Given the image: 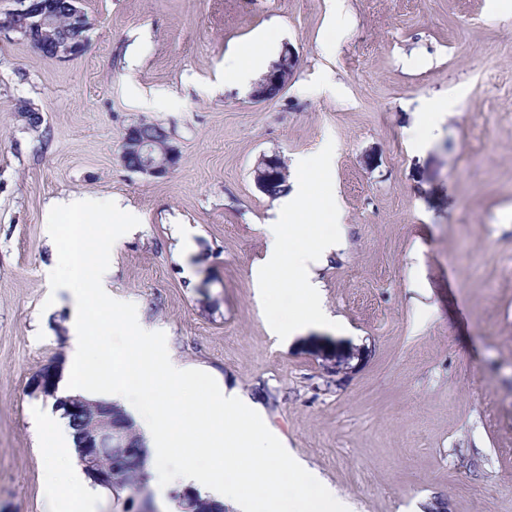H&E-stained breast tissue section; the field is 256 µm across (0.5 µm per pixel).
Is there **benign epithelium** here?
<instances>
[{
  "instance_id": "obj_1",
  "label": "benign epithelium",
  "mask_w": 512,
  "mask_h": 512,
  "mask_svg": "<svg viewBox=\"0 0 512 512\" xmlns=\"http://www.w3.org/2000/svg\"><path fill=\"white\" fill-rule=\"evenodd\" d=\"M19 7L11 10L6 18L0 19V30H7L23 36L37 52L56 60H66L81 55L87 45L86 37L67 39L50 47V39L56 28L66 25L77 30L87 31L90 22L81 8L82 0H16ZM295 66V54L291 47L281 51L278 60L269 71L255 83L251 97L256 102L269 101V88L287 86ZM121 158L123 163L136 159L134 171L152 177H162L180 162L178 147L170 140L155 144L140 137L137 127L128 128L122 140ZM278 157L265 156L254 170V181L258 189L276 175ZM59 362L53 360L36 371L30 378L29 389L46 396H55L54 380ZM56 407L64 413L78 410L92 411V420L74 425L78 459L94 483L113 490L123 488V472L128 453L120 451L124 447L120 435L121 427L112 418L108 409H89L83 402L58 399Z\"/></svg>"
}]
</instances>
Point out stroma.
Returning a JSON list of instances; mask_svg holds the SVG:
<instances>
[{
    "label": "stroma",
    "instance_id": "35a3bbf8",
    "mask_svg": "<svg viewBox=\"0 0 512 512\" xmlns=\"http://www.w3.org/2000/svg\"><path fill=\"white\" fill-rule=\"evenodd\" d=\"M78 58L0 33V512H44L26 390L66 360L71 310L50 274L68 234L46 218L72 196L116 201L112 311L262 409L340 512H512V0H82ZM296 63L273 101L224 83L254 40ZM456 98L418 145L427 103ZM43 116L32 128L17 106ZM163 124L181 160L154 178L121 160L125 131ZM334 143L342 248L317 270L338 329L279 339L255 269L280 206L253 170ZM170 449L140 497L173 512Z\"/></svg>",
    "mask_w": 512,
    "mask_h": 512
}]
</instances>
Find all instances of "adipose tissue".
Listing matches in <instances>:
<instances>
[{
    "label": "adipose tissue",
    "mask_w": 512,
    "mask_h": 512,
    "mask_svg": "<svg viewBox=\"0 0 512 512\" xmlns=\"http://www.w3.org/2000/svg\"><path fill=\"white\" fill-rule=\"evenodd\" d=\"M104 210L94 200L73 197L60 201L52 216L53 223L68 225L72 234L57 276L58 287L69 293L72 315L71 350L57 383L58 396L123 406L152 455L187 447L184 467L169 474L168 482L202 488L230 512H265L267 485L282 482L291 492L281 512H337L338 503L316 474L287 460L285 450L258 426L260 411L226 391L222 380L160 356L152 332L124 313L118 316L126 339L121 361H112L110 349L96 342L90 313L112 308L106 287L112 270V226L125 225L130 233L139 229L115 204L108 209L112 224L102 223ZM185 385L200 389L201 398L184 400L178 390ZM137 391L148 396L147 405L131 402V393ZM38 435L47 459L66 465L65 471L51 468L44 475L47 512H62L66 506L95 512L98 490L74 466L77 452L67 420L58 413L45 415ZM247 455L255 457L257 465L252 472H239L234 462Z\"/></svg>",
    "instance_id": "adipose-tissue-1"
}]
</instances>
